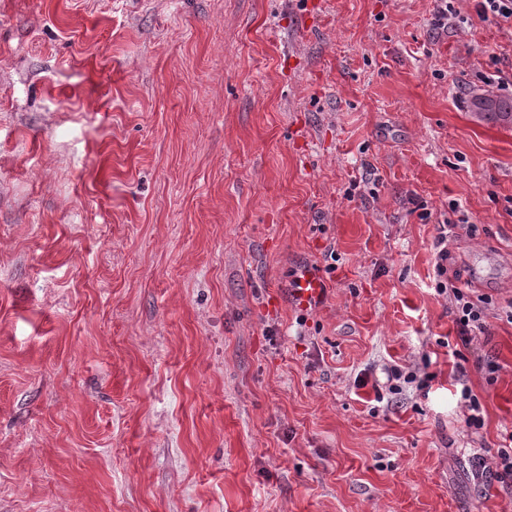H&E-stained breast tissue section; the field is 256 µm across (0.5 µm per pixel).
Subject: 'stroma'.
<instances>
[{"label": "stroma", "instance_id": "35a3bbf8", "mask_svg": "<svg viewBox=\"0 0 512 512\" xmlns=\"http://www.w3.org/2000/svg\"><path fill=\"white\" fill-rule=\"evenodd\" d=\"M475 5L0 0V512H512V122L471 107L512 27ZM321 280L318 274L313 270H304L299 277L300 288H295L299 291L300 298L304 303H315L321 293ZM448 288L452 294L457 306V323L460 326L461 335H471L472 332L486 331L485 306L487 298L482 295H473L471 288H460L451 286ZM460 400L467 407L469 414L465 419V426L468 429L478 430L484 426V417L482 414L483 406L479 399L472 394V390L468 387H463L460 392ZM512 433L506 432L502 436V443L499 445L494 464L499 479L512 483Z\"/></svg>", "mask_w": 512, "mask_h": 512}]
</instances>
